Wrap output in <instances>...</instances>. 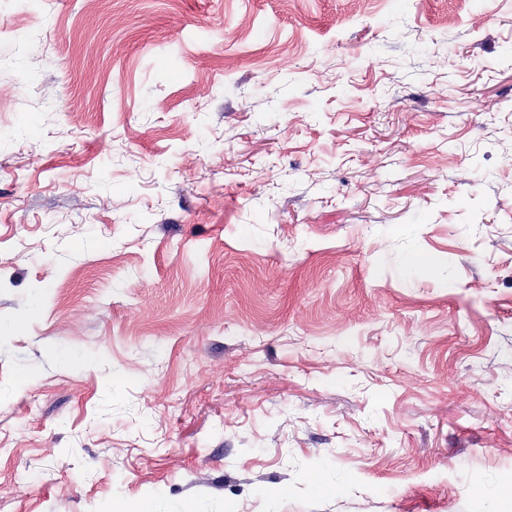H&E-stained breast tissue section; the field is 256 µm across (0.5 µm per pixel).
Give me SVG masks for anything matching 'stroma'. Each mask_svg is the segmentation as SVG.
Returning <instances> with one entry per match:
<instances>
[{
	"label": "stroma",
	"instance_id": "35a3bbf8",
	"mask_svg": "<svg viewBox=\"0 0 512 512\" xmlns=\"http://www.w3.org/2000/svg\"><path fill=\"white\" fill-rule=\"evenodd\" d=\"M512 0H0V512H503Z\"/></svg>",
	"mask_w": 512,
	"mask_h": 512
}]
</instances>
